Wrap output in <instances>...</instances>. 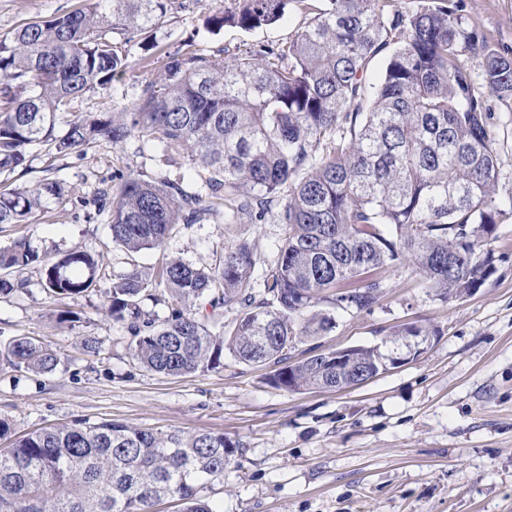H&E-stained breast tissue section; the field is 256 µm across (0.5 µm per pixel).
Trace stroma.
Segmentation results:
<instances>
[{"label": "stroma", "mask_w": 512, "mask_h": 512, "mask_svg": "<svg viewBox=\"0 0 512 512\" xmlns=\"http://www.w3.org/2000/svg\"><path fill=\"white\" fill-rule=\"evenodd\" d=\"M81 3L0 0V35ZM461 7L491 45L512 57V0H462ZM204 18L199 0H175L163 25L127 43L126 74L110 90L88 92L77 111L97 115L140 98L167 55L184 44L220 62L228 53L287 40L305 21L293 8L269 28L212 33ZM491 129L503 212L495 236L483 242L493 273L469 297L444 301L401 269L390 273L372 312L336 313L335 328L317 340L321 350L380 345L410 326L427 337L419 356L341 391L289 392L267 383L268 367L230 358L200 375L149 372L131 359L122 326L104 315L106 288L135 266L171 257L212 266L241 238L257 241L259 261L272 260L282 234L274 221L181 225L164 249L132 255L113 243L107 225L87 220L65 199L51 203V217L0 227V246L23 238L40 258L76 248L104 257L100 286L87 295L54 300L40 288L35 263L26 270L28 290L0 298L1 338L31 337L62 357L45 374L0 362V416L20 435L79 419L224 434L241 450L223 482L201 491L216 512H512V101L495 102ZM155 153L148 142L123 150L95 142L66 157L36 149L8 179L31 186L59 178L88 195L120 170L164 177L169 169ZM64 309L77 321L59 322ZM88 336L102 340L100 355L83 352Z\"/></svg>", "instance_id": "35a3bbf8"}]
</instances>
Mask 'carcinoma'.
<instances>
[{
  "mask_svg": "<svg viewBox=\"0 0 512 512\" xmlns=\"http://www.w3.org/2000/svg\"><path fill=\"white\" fill-rule=\"evenodd\" d=\"M171 2L85 0L0 35V173L36 148L68 156L97 141L122 148L145 137L167 164L188 157L198 180L120 173L89 197L59 179L3 186L0 225L28 224L50 200L70 197L94 208L112 241L134 253L165 246L179 224H261L274 211L284 233L259 291L251 286L258 244L241 239L214 267L173 258L150 272L131 269L107 289L105 316L124 327L132 359L153 373H205L229 355L271 368L268 383L289 392L335 390L334 359L291 360L298 344L335 327L330 311H373L389 270L411 269L443 300L473 294L492 274L481 243L501 215L500 168L490 106L475 85L511 100L512 58L450 0H420L409 11L395 0H224L206 16L207 29L253 31L292 7L307 21L286 42L222 63L176 52L121 111L93 119L75 111L130 67L112 32L132 41L164 23ZM378 56L386 68L371 91L364 73ZM470 58L481 59L477 75ZM37 261L23 239L1 247L0 296L25 289L16 274ZM102 266L72 250L42 261L39 285L62 302L97 287ZM201 301L214 316L236 312L232 327L211 328ZM3 349L14 367L50 373L61 364L33 338H11ZM385 356L361 346L345 376L378 375ZM239 449L222 434L113 420L45 428L0 452V512H153L163 499L182 512H214L201 488L224 479Z\"/></svg>",
  "mask_w": 512,
  "mask_h": 512,
  "instance_id": "1",
  "label": "carcinoma"
}]
</instances>
